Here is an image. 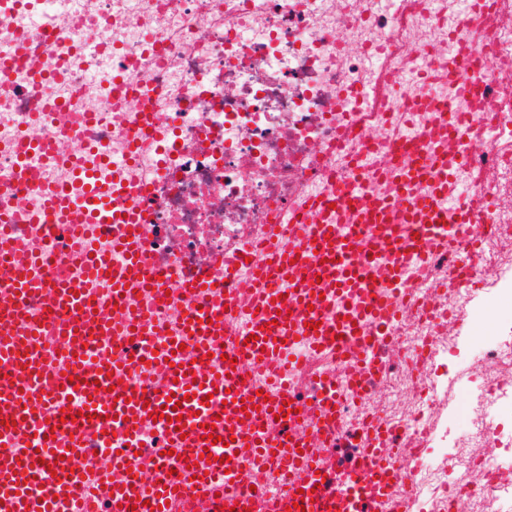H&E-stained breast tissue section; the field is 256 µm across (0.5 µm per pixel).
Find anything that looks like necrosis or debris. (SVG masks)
<instances>
[{
	"label": "necrosis or debris",
	"instance_id": "1",
	"mask_svg": "<svg viewBox=\"0 0 512 512\" xmlns=\"http://www.w3.org/2000/svg\"><path fill=\"white\" fill-rule=\"evenodd\" d=\"M473 0H40L55 24L34 14L0 15V44L24 33L27 57L0 70V199L18 213L22 256L66 253L75 229L48 232L31 222L48 190L85 189L75 165H112V197L140 213L138 238L160 272L168 297L137 289L126 303L151 332L153 357L140 361L107 336L88 355L122 352L132 383H165L156 359L179 336L186 312L203 299L188 278L222 281L234 303L224 314L246 323L247 305L265 261L262 244L289 217L327 220L315 201L336 193V178L360 168V206L337 216L357 223L384 201L407 220L403 172L395 153L416 139L427 167L455 153L437 107L453 91L449 59L474 48L493 71L484 99H463L473 136L465 175L475 177L490 218L476 254L445 250L394 279L387 263L372 270L398 319L379 338L380 377L356 391L334 350L292 345V363L276 371L278 388L299 404L317 437L312 455L336 467L349 433L381 422L393 434L388 460L408 470V512H512V317L499 305L512 294V0H487L492 20L470 24ZM124 99L108 96L115 81ZM67 96L66 112L34 120L37 97ZM25 138L51 141L38 183H19L14 167ZM466 385L464 429L448 425L450 396ZM343 396L335 428L324 432L310 405L329 388ZM495 454H487V447ZM165 451L161 424L143 422L135 438L117 433L98 447L116 480L151 468ZM303 471L254 468L251 481L271 512L282 488Z\"/></svg>",
	"mask_w": 512,
	"mask_h": 512
}]
</instances>
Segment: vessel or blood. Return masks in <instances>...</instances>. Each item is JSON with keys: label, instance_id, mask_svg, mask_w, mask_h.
<instances>
[{"label": "vessel or blood", "instance_id": "b4317fda", "mask_svg": "<svg viewBox=\"0 0 512 512\" xmlns=\"http://www.w3.org/2000/svg\"><path fill=\"white\" fill-rule=\"evenodd\" d=\"M454 68L462 69L466 82L461 94L473 97L485 95L490 86V74L478 64L473 55L456 57ZM469 126L455 120L448 124V137L457 146L456 161L467 159ZM46 149L43 143L27 142L19 178L33 175ZM85 209L106 215L108 223L131 222L130 210L112 205L111 192L96 194L85 201ZM482 207L463 206L445 209L441 204L426 201L417 207V222L412 230L385 223L377 214H366L361 224L349 232H341L333 224H317L304 230L301 220H294L293 256L274 254L273 265L283 272L288 286L283 297H261L260 310L252 315L243 328L224 324L223 306L212 307L208 320L187 323L185 351L172 360L161 361L167 381L164 394L152 391L125 389L113 384L111 373H122L124 365L110 361L86 371L82 368L88 348L94 347L105 334V321L97 313V302L88 288L60 276L40 273V266H53L55 260L45 255L35 262L20 265L16 262L17 239L0 242V270L9 276L8 285H0V325L26 322L29 300L42 304L44 315L33 333L8 332L0 335V443L10 437H23L36 430L40 448L60 449L62 462L54 470L39 463L40 448L21 447L14 454H0V512H57L56 502L70 501L74 512H94L95 502L88 496L84 483L71 472L67 461L85 454L87 448L100 443L102 430L113 422H122L127 432H135L143 421L166 416V444L175 455L163 460L152 477L135 474L123 482L112 479L111 467H101L100 484L111 489L109 512H170L172 504H181L184 512H197L200 503H207L211 512L232 508L247 512L246 494L229 497L223 483L206 474L207 446L204 428L215 425L217 435L227 439L229 451L246 445H258L251 463L271 462L279 467L306 469L309 478L301 488L289 487L278 497L275 512H285L287 505H304L306 512H350L349 490L365 487L366 499L386 497L390 482L384 479L385 468L372 449L349 458L339 478L345 492L331 490L329 482L317 472L318 463L304 453V440L286 436L283 427L287 417L279 410L287 396L276 391L268 397L257 396L255 389L244 386L241 371L212 375L204 372L201 359L215 350H224L229 358L245 362L262 359L270 367L283 361L286 343L308 339L315 348L356 341L366 356L358 362V386L370 385L381 369L376 358L373 337L367 336V325L381 324L390 319L392 311L383 297L366 286V273L372 266L371 254L362 252V240L382 239L394 276H402L404 266L417 255L431 252L435 239L443 237L448 247L461 259H469L477 248L475 231L482 220ZM461 224L462 230L448 234L449 224ZM73 249L97 278L114 279L112 303H125L126 287L146 286L144 267L139 257L129 255L121 277H114L109 260L89 256L81 243ZM342 297L363 298V306H337ZM296 306L293 314L283 312V304ZM335 309V321H325L324 311ZM63 340L69 356L67 367L53 364L52 346L45 337ZM83 379L86 396L80 415L60 407L50 392L72 389L73 379ZM226 391V403L214 408L204 398L216 391ZM112 394L115 401L106 407L98 402L103 394ZM252 414H245V407Z\"/></svg>", "mask_w": 512, "mask_h": 512}]
</instances>
